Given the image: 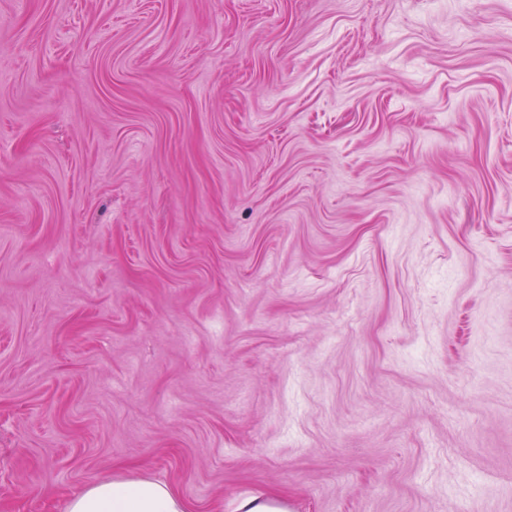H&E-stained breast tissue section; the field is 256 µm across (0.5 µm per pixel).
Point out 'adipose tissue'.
I'll return each instance as SVG.
<instances>
[{"label":"adipose tissue","instance_id":"ef3b65f1","mask_svg":"<svg viewBox=\"0 0 512 512\" xmlns=\"http://www.w3.org/2000/svg\"><path fill=\"white\" fill-rule=\"evenodd\" d=\"M68 512H190L170 484L147 477L99 482L74 497Z\"/></svg>","mask_w":512,"mask_h":512}]
</instances>
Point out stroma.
<instances>
[{
  "label": "stroma",
  "instance_id": "stroma-1",
  "mask_svg": "<svg viewBox=\"0 0 512 512\" xmlns=\"http://www.w3.org/2000/svg\"><path fill=\"white\" fill-rule=\"evenodd\" d=\"M512 512V0H0V512ZM68 512H190L170 484L147 477L101 481L74 497ZM237 512H288L274 497H251L240 502Z\"/></svg>",
  "mask_w": 512,
  "mask_h": 512
}]
</instances>
